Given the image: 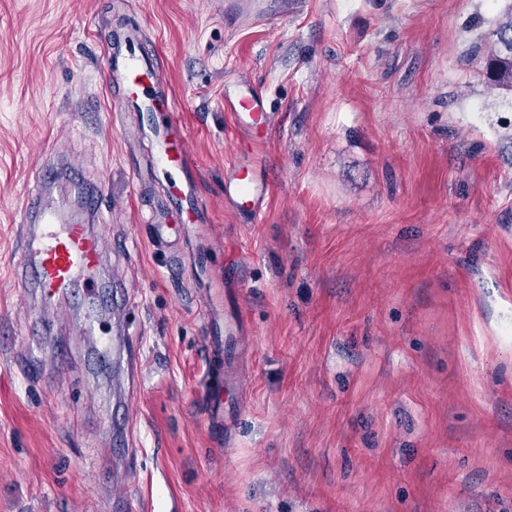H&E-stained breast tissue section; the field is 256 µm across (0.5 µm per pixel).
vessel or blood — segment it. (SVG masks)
Masks as SVG:
<instances>
[{
    "mask_svg": "<svg viewBox=\"0 0 512 512\" xmlns=\"http://www.w3.org/2000/svg\"><path fill=\"white\" fill-rule=\"evenodd\" d=\"M104 68L109 82L123 90L126 107L142 112H159L161 125L143 124L136 137L149 138L153 145L152 169L161 171L170 187L167 204L177 219L188 224H205L209 218L199 202V171L191 155L187 129L181 121L176 102L162 90V79L152 55L144 51L136 32L123 39L121 50L106 53ZM224 110L234 128L255 138H262L272 124L271 112L262 91L251 83H240L235 92L224 96ZM74 198L91 217L100 210V191L72 184ZM268 184L259 168L250 172H230L224 178V197L232 210L248 214L251 219L262 215ZM38 212L36 226L27 228L24 239V262L20 271L32 288L48 302L64 299L74 288L98 293L102 283L98 271L105 254L102 237L93 234L88 225L63 218V203L48 205L35 202ZM207 353L224 360V377L206 388L203 398L208 416L214 421L233 422L241 404L230 398V391L239 384L233 362L234 343L239 326L233 317L223 323H210Z\"/></svg>",
    "mask_w": 512,
    "mask_h": 512,
    "instance_id": "obj_1",
    "label": "vessel or blood"
}]
</instances>
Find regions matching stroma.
Instances as JSON below:
<instances>
[{"label": "stroma", "mask_w": 512, "mask_h": 512, "mask_svg": "<svg viewBox=\"0 0 512 512\" xmlns=\"http://www.w3.org/2000/svg\"><path fill=\"white\" fill-rule=\"evenodd\" d=\"M501 0H299L263 23L224 0H0V512H512V95L470 45ZM139 28L191 134L209 216L154 251L100 61ZM261 87L263 140L224 91ZM49 163L101 185L104 277L81 326L20 287V217ZM260 166L259 222L224 176ZM239 298L242 411L216 431L212 288ZM135 340L103 369L98 352Z\"/></svg>", "instance_id": "1"}]
</instances>
